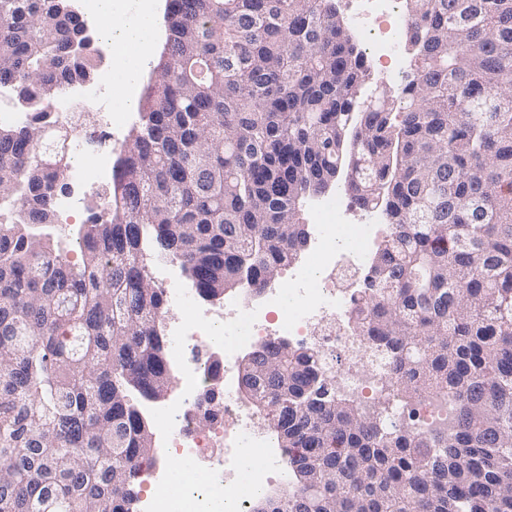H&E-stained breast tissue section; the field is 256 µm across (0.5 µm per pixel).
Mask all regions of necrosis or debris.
I'll use <instances>...</instances> for the list:
<instances>
[{
    "label": "necrosis or debris",
    "mask_w": 512,
    "mask_h": 512,
    "mask_svg": "<svg viewBox=\"0 0 512 512\" xmlns=\"http://www.w3.org/2000/svg\"><path fill=\"white\" fill-rule=\"evenodd\" d=\"M349 3L365 23V55L384 63L389 81L403 86L408 71L397 40L405 22L402 0ZM52 110L71 126L75 144L68 187L54 194L53 207L61 215L78 214L87 209L92 193L114 178L112 157L126 145L139 115L127 108L107 109L100 90L73 85ZM97 112L104 124L99 141L88 139L83 129L87 114ZM351 209V203L335 196L318 200L303 262L279 284L256 294L244 292L226 304L201 307L196 285H181L172 266H163L160 283L176 311L165 324L173 384L164 401L140 404L154 423L158 446L143 474L145 490L136 512H249L256 495L287 485V449L263 411L239 398L236 389L240 357L261 344L288 337L314 347L333 387L361 401L386 386L395 413H402L396 384L386 381L382 371H375L372 384H364L355 363L367 351V340L343 327L353 295L338 285L336 276L365 269L385 220L372 212L356 224L348 217ZM344 350L354 361L341 367L334 355Z\"/></svg>",
    "instance_id": "4bbe7bcc"
}]
</instances>
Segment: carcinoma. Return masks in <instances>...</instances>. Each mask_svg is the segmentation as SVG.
I'll return each mask as SVG.
<instances>
[{"instance_id":"obj_1","label":"carcinoma","mask_w":512,"mask_h":512,"mask_svg":"<svg viewBox=\"0 0 512 512\" xmlns=\"http://www.w3.org/2000/svg\"><path fill=\"white\" fill-rule=\"evenodd\" d=\"M336 2L166 0L111 219L70 261L32 232L70 163L49 105L99 63L69 0H0V87L34 113L0 129V200L22 207L0 227V512H133L155 448L134 398L172 384L144 245L203 299L261 289L302 252V200L341 172L388 224L355 327L406 399L448 397V425L390 424L329 390L314 350L262 345L240 390L292 485L251 512H512V0H404L397 101Z\"/></svg>"}]
</instances>
